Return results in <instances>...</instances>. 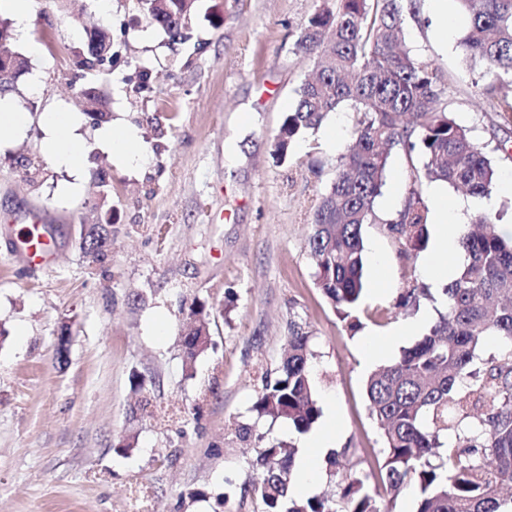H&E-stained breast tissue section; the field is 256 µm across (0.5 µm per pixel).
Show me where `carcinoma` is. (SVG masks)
Here are the masks:
<instances>
[{"instance_id": "obj_1", "label": "carcinoma", "mask_w": 512, "mask_h": 512, "mask_svg": "<svg viewBox=\"0 0 512 512\" xmlns=\"http://www.w3.org/2000/svg\"><path fill=\"white\" fill-rule=\"evenodd\" d=\"M146 21L171 39L183 28L195 0H138ZM468 18L459 38L470 65L486 68L474 87L497 90L502 127L512 124V0H455ZM419 0H321L293 42L294 53L313 62L284 113L273 153L284 161L294 143L315 133L330 114H354L352 137L336 162V179L311 208L308 249L318 288L352 333L365 292L363 228L384 224L404 255L428 242L430 208L418 186L440 181L487 197L496 183L488 144L456 121L444 102V77L431 61L403 44L406 15L419 14ZM82 95L95 123L107 119L93 84ZM416 154L411 188L400 208L382 218L376 200L386 184L391 151ZM482 227L461 237L466 262L443 289L446 312L428 333L393 363L368 377L371 417L381 431V456L369 469L341 473L343 508L333 497L298 498L290 492L292 452L283 443L258 451L262 469L254 491L264 512H394L403 488L418 490L415 512H503L504 487L512 486V242L498 236L489 212L476 215ZM112 230L93 224L80 249L93 263L107 258ZM426 295L412 287L396 307L407 309ZM198 325L181 339L185 370L211 345L204 306L190 307ZM495 336L499 354L481 358L485 337ZM308 332L296 325L288 353L275 372H262L252 405L257 418L272 415L304 434L322 416L313 382ZM454 435L446 444L443 438Z\"/></svg>"}]
</instances>
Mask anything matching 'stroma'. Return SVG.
Instances as JSON below:
<instances>
[{
	"mask_svg": "<svg viewBox=\"0 0 512 512\" xmlns=\"http://www.w3.org/2000/svg\"><path fill=\"white\" fill-rule=\"evenodd\" d=\"M319 3L196 0L187 41L174 42L147 24L136 0H32L29 37L17 42L29 69L5 93L26 122L0 135V512H263L244 486L260 474L256 447L236 428L255 424L309 456L286 421L251 411L260 375L280 365L295 323L310 335L317 397L336 414L344 464L379 454L365 394L374 366L317 287L306 249L310 208L336 177L352 112L333 114L285 162L273 156L311 68L293 53L294 36ZM95 25L112 33V63L83 69L77 54ZM404 39L443 73L456 120L489 140L495 100L476 92L479 74L459 44L442 47L438 20L425 11L406 18ZM90 83L106 96V124L85 111L80 91ZM60 111L79 119L75 169L46 150V117ZM128 128L146 165L116 163L102 138ZM411 167L402 149L392 151L379 216L400 207ZM34 216L53 241L48 265L20 253ZM105 222L108 257L89 264L81 227ZM363 238L388 259L383 281L364 267L365 331L414 327L392 346L394 360L427 332L443 298L434 290L398 313L400 295L426 284L430 253L401 254L379 224ZM195 301L211 312L212 346L188 373L180 340ZM65 325L61 364L55 343ZM132 434L138 446L123 455Z\"/></svg>",
	"mask_w": 512,
	"mask_h": 512,
	"instance_id": "stroma-1",
	"label": "stroma"
}]
</instances>
